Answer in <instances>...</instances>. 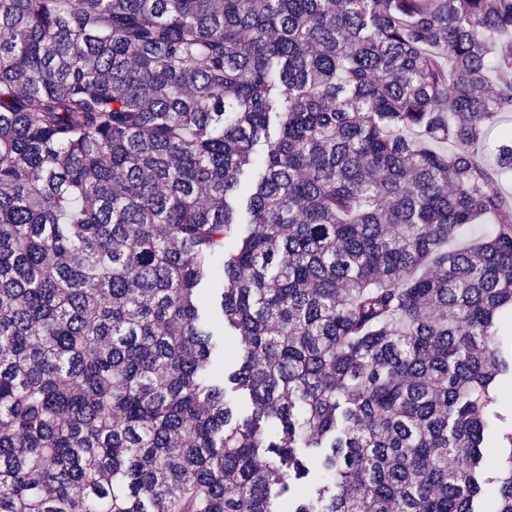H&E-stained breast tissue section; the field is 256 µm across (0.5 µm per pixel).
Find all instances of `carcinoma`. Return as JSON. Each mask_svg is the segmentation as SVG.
Returning a JSON list of instances; mask_svg holds the SVG:
<instances>
[{"instance_id": "cac0c4a2", "label": "carcinoma", "mask_w": 512, "mask_h": 512, "mask_svg": "<svg viewBox=\"0 0 512 512\" xmlns=\"http://www.w3.org/2000/svg\"><path fill=\"white\" fill-rule=\"evenodd\" d=\"M509 112L512 0H0V512H512Z\"/></svg>"}]
</instances>
